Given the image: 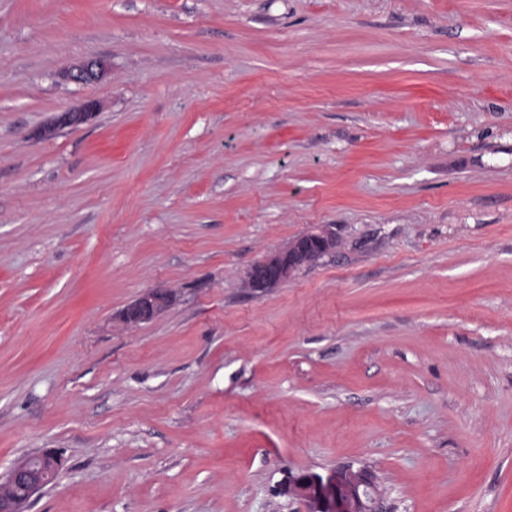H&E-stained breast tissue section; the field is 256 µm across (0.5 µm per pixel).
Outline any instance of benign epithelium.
<instances>
[{"label":"benign epithelium","mask_w":512,"mask_h":512,"mask_svg":"<svg viewBox=\"0 0 512 512\" xmlns=\"http://www.w3.org/2000/svg\"><path fill=\"white\" fill-rule=\"evenodd\" d=\"M103 72L101 63L90 60L66 75L73 81L87 84L98 81ZM94 111L95 102L90 101L77 111L63 112L48 131L86 123L94 116ZM334 243L335 236L327 228L300 236L256 264L248 273V286L269 291L331 252ZM172 302L170 293L158 288L147 289L120 312L119 319L126 325L140 326L151 322ZM60 461L61 454L53 449L18 460L7 478L0 481V512H23V506L45 486L48 473ZM283 493L302 501L306 512H383L378 478L366 466L357 469L344 466L326 475L308 471L290 473Z\"/></svg>","instance_id":"obj_1"}]
</instances>
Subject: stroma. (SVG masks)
Listing matches in <instances>:
<instances>
[{
	"instance_id": "stroma-1",
	"label": "stroma",
	"mask_w": 512,
	"mask_h": 512,
	"mask_svg": "<svg viewBox=\"0 0 512 512\" xmlns=\"http://www.w3.org/2000/svg\"><path fill=\"white\" fill-rule=\"evenodd\" d=\"M48 448L26 512H512V0H0V479ZM95 106V102L90 101L82 109L77 111L62 112L52 125L53 129L58 127L78 126L88 122L94 116ZM334 243L335 236L327 228L294 239L287 247L278 250L249 271V288L258 291L276 288L297 271L311 266L331 252ZM173 302V296L158 288L143 291L119 314V319L129 326H140L151 322ZM283 493L302 501L306 512H384L378 478L366 466H344L326 475L288 473Z\"/></svg>"
}]
</instances>
